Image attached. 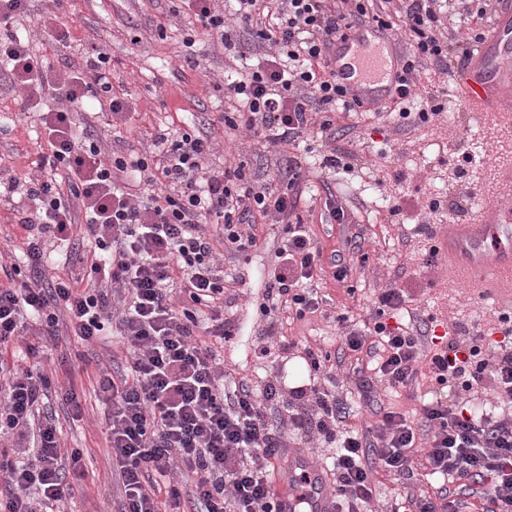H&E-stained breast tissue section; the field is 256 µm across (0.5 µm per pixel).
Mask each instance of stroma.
Returning <instances> with one entry per match:
<instances>
[{"instance_id":"1","label":"stroma","mask_w":512,"mask_h":512,"mask_svg":"<svg viewBox=\"0 0 512 512\" xmlns=\"http://www.w3.org/2000/svg\"><path fill=\"white\" fill-rule=\"evenodd\" d=\"M178 0H34L30 18L0 27L5 31L29 33L34 49L55 69L81 65L98 49L110 56L107 70L114 95L132 104L126 120L113 119L108 109L98 108L80 115L77 123L85 130H107L115 149H147L151 135L161 125L192 129L209 136L214 150L207 164L222 167L244 163L247 178L256 184H269L275 178L285 152L247 139L229 137L220 115L224 111V74L243 63H254L258 52L248 27L233 23L230 34L240 42L243 58L224 50L220 42L198 33L192 48L193 63L180 61L177 49L188 28L186 18L174 15ZM421 92L440 90L447 96L443 113L431 126L415 128L402 124L398 116L383 113L359 117L354 128L342 131L340 147L349 149L333 172H320L314 162L324 149L320 138L308 135V165L301 182L298 212L313 239L322 250V271L317 287L325 301L324 310L293 322L283 320L280 332L297 342L288 357L275 355L255 359L254 345L268 342L267 324L257 311L263 298L260 273L269 267L280 246L258 227L262 240L248 257L224 256V269L237 279V300L232 312L246 334L239 344L224 350V364L237 375L254 380L268 375H287L290 385H298L305 372V347L333 346L337 312L349 311L355 323H362L371 312L375 290L391 280L416 295L418 319L436 318V335L453 319L474 320L485 329L497 324L504 294L495 288H475L456 280L450 273L447 255H440L435 266L422 267L406 262L396 245L398 234L408 236L409 248L424 245L414 227L433 223L435 232L461 221L465 213L454 206L459 199L456 169L466 154H495L490 129L484 120L465 109L452 78L428 65L417 81ZM23 88L11 87L8 76L0 72V170L17 181L35 172V160L42 139L35 116L27 110ZM402 180H392V173ZM400 200L402 212L390 222L383 208L385 197ZM334 200L348 215L347 223L334 221L325 206ZM441 201L440 214H432V201ZM369 255L366 265L352 267L347 281H338L332 262L335 256L352 259L355 246ZM355 293H348V286ZM38 362L56 384L73 387L81 399V415H73L60 393H50L47 409L56 414L64 447L84 453L85 476L74 482L72 512H121L124 502L119 477L112 469V450L99 427L101 404L95 395L100 367L123 363L122 355L112 354L110 346L80 344L68 321H61L55 340L41 351ZM351 364L334 373L332 388L349 411L348 423L364 428L373 421V409L397 406L415 414L417 395L430 386L419 378L414 396L376 387L373 401L359 396L349 379ZM422 474L413 479L379 475L372 512H392L396 499L428 489Z\"/></svg>"}]
</instances>
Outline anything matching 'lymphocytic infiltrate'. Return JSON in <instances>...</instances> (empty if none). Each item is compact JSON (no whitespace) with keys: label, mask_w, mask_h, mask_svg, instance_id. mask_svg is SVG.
Listing matches in <instances>:
<instances>
[{"label":"lymphocytic infiltrate","mask_w":512,"mask_h":512,"mask_svg":"<svg viewBox=\"0 0 512 512\" xmlns=\"http://www.w3.org/2000/svg\"><path fill=\"white\" fill-rule=\"evenodd\" d=\"M437 0H402L397 21L409 35L397 90L388 100L399 118L425 126L444 110L437 96H419L416 68L433 62L452 73L483 36L486 8L471 13L458 46L443 40ZM193 24L235 49L217 0H183ZM238 15L276 53L242 76L225 78L224 125L270 146L295 145L312 132L332 141L319 161L334 170L346 152L336 147V116L359 114L362 102L331 68V46L353 27L393 21L371 0H237ZM109 57L98 51L82 69L53 70L20 37L0 41V68L28 94L47 138L37 176L26 185L0 177V198L19 199L16 218L27 235L21 262L0 283V354H31L34 334L58 333L67 314L75 336L93 342L116 336L129 356L123 371L100 370L97 397L124 492V512H181L178 474L195 478V512H280L274 474L289 441L332 448L335 512H370L375 473L413 477L415 469L441 478L433 491L406 496L400 512H512V321L499 316L503 338L491 341L478 324L452 322L432 353L403 321L413 301L390 281L378 290L373 315L353 327L337 314L342 354L368 357L375 383L410 389L419 377L432 387L416 419L388 410L379 422L345 427L346 408L322 384L332 367L325 347L306 349L307 377L286 387L281 376L260 381L225 370L218 346L236 341L240 323L224 306L236 279L224 271L213 245L245 255L259 239L256 217L273 218L281 237L264 274L258 310L269 330L281 313L301 320L320 309L315 279L322 252L295 222L301 156L288 159L287 190L255 185L241 169L205 168L207 140L187 130L157 129L149 152L105 154L94 132L76 135L94 87L108 89ZM52 90L56 106L42 105ZM418 100L417 111L406 103ZM70 191H63L58 174ZM139 192H131V183ZM81 234L87 243L80 280L47 277L53 248ZM52 381L43 371L0 364V512H66L83 453L62 447L59 424L46 410ZM495 402H479L484 392ZM483 486L463 499L470 485Z\"/></svg>","instance_id":"lymphocytic-infiltrate-1"}]
</instances>
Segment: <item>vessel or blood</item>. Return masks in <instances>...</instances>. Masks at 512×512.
Masks as SVG:
<instances>
[{
	"instance_id": "1",
	"label": "vessel or blood",
	"mask_w": 512,
	"mask_h": 512,
	"mask_svg": "<svg viewBox=\"0 0 512 512\" xmlns=\"http://www.w3.org/2000/svg\"><path fill=\"white\" fill-rule=\"evenodd\" d=\"M337 80L365 105H379L395 84L396 62L390 42L373 25L357 27L332 47ZM456 81L468 111L493 118L497 151L482 168L488 185L466 222L448 227V253L455 277L486 285L512 283V0H499L485 41L471 48L456 68ZM288 478L308 472L310 512H333L326 475L302 450L284 458Z\"/></svg>"
}]
</instances>
